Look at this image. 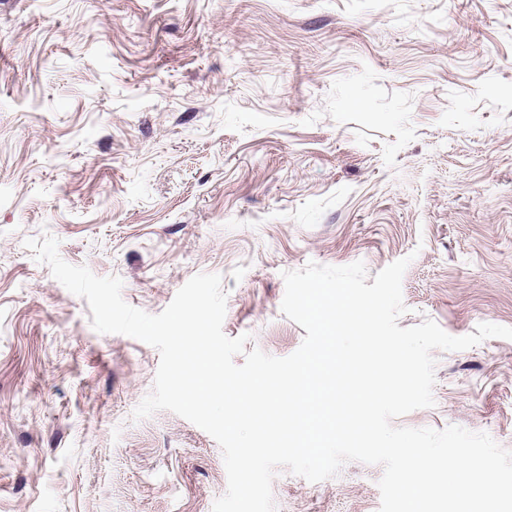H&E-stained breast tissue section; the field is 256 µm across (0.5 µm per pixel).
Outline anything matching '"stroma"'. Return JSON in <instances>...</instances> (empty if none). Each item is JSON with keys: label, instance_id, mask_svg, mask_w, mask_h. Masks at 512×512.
<instances>
[{"label": "stroma", "instance_id": "35a3bbf8", "mask_svg": "<svg viewBox=\"0 0 512 512\" xmlns=\"http://www.w3.org/2000/svg\"><path fill=\"white\" fill-rule=\"evenodd\" d=\"M163 311L194 275L223 331L292 354L284 272L412 256L410 327H512V0H0V512H212L217 442L133 411L158 351L100 334L24 242ZM435 404L512 450V340L435 352ZM379 465L276 512H379Z\"/></svg>", "mask_w": 512, "mask_h": 512}]
</instances>
